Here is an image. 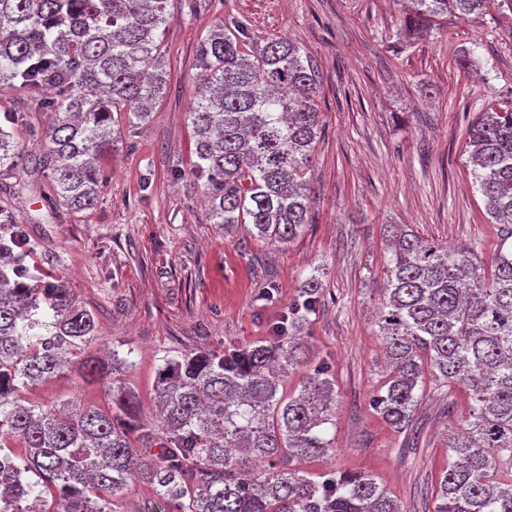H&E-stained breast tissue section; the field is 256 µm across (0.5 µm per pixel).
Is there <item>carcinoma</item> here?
I'll return each instance as SVG.
<instances>
[{
	"label": "carcinoma",
	"instance_id": "1",
	"mask_svg": "<svg viewBox=\"0 0 512 512\" xmlns=\"http://www.w3.org/2000/svg\"><path fill=\"white\" fill-rule=\"evenodd\" d=\"M169 0H0V90L23 89L53 122L31 170L52 204L95 206L96 161L112 149L115 112L147 121L166 79L159 53ZM409 37L428 36L446 15L476 19L488 0H407ZM189 119L195 174L212 200L213 223L250 224L285 244L308 223L307 174L319 134V73L291 39L254 45L224 19L200 44ZM17 112L0 117V167L17 164ZM471 175L488 223L512 238V100L478 113L468 130ZM33 244L0 214V512H116L142 482L146 512H402L370 473L312 478L307 459L336 452V379L321 361L293 391H280L310 348L299 333L322 299L309 276L273 336L249 346L162 358L158 420L134 411L115 377L111 406L43 408L30 386L72 370L103 379L128 365L114 353L85 355L96 317L66 283L36 281ZM377 306L389 359L373 405L389 425L412 421L424 377L463 389L469 404L448 441L454 461L436 482L434 512H512V245L490 269L470 245L446 248L399 225L390 239ZM137 435V448L131 436ZM16 440L20 447L6 442Z\"/></svg>",
	"mask_w": 512,
	"mask_h": 512
}]
</instances>
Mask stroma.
Segmentation results:
<instances>
[{"mask_svg": "<svg viewBox=\"0 0 512 512\" xmlns=\"http://www.w3.org/2000/svg\"><path fill=\"white\" fill-rule=\"evenodd\" d=\"M162 40L166 87L149 121L118 114L115 142L100 159L98 202L89 210L49 205L31 184L34 133L50 124L22 91L0 90V113H21L14 140L23 158L0 170V210L23 224L35 250L26 263L61 278L97 317L87 350L128 358L121 379L137 411L155 412L161 357L221 351L269 336L303 281L318 276L323 300L301 334L313 360L336 378V452L304 462L326 471L375 474L403 512H432L448 465L447 431L468 407L462 388L425 380L413 420L396 429L372 399L386 375L374 324L377 284L389 255L386 225H407L444 246H475L490 264L503 236L487 221L466 152L477 112L512 98V12L492 0L484 14L451 16L422 40L403 30V0H169ZM258 44L286 37L320 72V134L309 174L311 214L280 245L212 223L194 177L188 120L196 53L227 15ZM105 381L68 374L30 389V401L105 405Z\"/></svg>", "mask_w": 512, "mask_h": 512, "instance_id": "35a3bbf8", "label": "stroma"}]
</instances>
